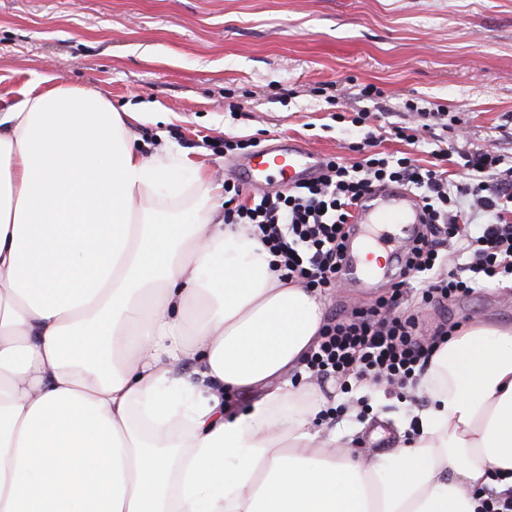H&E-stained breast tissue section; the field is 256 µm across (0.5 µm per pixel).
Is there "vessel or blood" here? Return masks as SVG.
Instances as JSON below:
<instances>
[{
  "instance_id": "b4317fda",
  "label": "vessel or blood",
  "mask_w": 512,
  "mask_h": 512,
  "mask_svg": "<svg viewBox=\"0 0 512 512\" xmlns=\"http://www.w3.org/2000/svg\"><path fill=\"white\" fill-rule=\"evenodd\" d=\"M238 168L248 185L256 189L274 178L293 186L319 177L322 159L303 143L288 138L256 149L239 163ZM425 220L421 199L405 189L386 187L365 196L352 218L357 244L348 250L342 272L343 281L360 288L373 287L377 272L365 264L362 247L371 246L372 242L377 241L392 252H401L409 247ZM374 224L404 225L405 235L397 238L383 234L379 239H371L368 229Z\"/></svg>"
}]
</instances>
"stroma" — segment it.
<instances>
[{
	"label": "stroma",
	"instance_id": "35a3bbf8",
	"mask_svg": "<svg viewBox=\"0 0 512 512\" xmlns=\"http://www.w3.org/2000/svg\"><path fill=\"white\" fill-rule=\"evenodd\" d=\"M100 89L143 112L138 143L168 147L227 180L242 151L226 138L288 137L329 158L362 128L410 121L408 104L442 106L458 146L512 160V0H0V111L37 75ZM374 84L383 99L361 96ZM344 122H336V110ZM427 327L478 318L512 325V283L489 284ZM419 390L337 393L331 424L354 452L389 450Z\"/></svg>",
	"mask_w": 512,
	"mask_h": 512
}]
</instances>
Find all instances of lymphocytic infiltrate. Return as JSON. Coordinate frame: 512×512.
Returning <instances> with one entry per match:
<instances>
[{
  "instance_id": "lymphocytic-infiltrate-1",
  "label": "lymphocytic infiltrate",
  "mask_w": 512,
  "mask_h": 512,
  "mask_svg": "<svg viewBox=\"0 0 512 512\" xmlns=\"http://www.w3.org/2000/svg\"><path fill=\"white\" fill-rule=\"evenodd\" d=\"M373 135L350 143L354 163L329 158L323 176L291 194L273 190L258 202L239 203L240 188L224 186V221L253 229L276 266L304 288L328 294L340 287L352 210L375 186L398 185L419 191L426 222L406 252L399 274L386 295L346 319L326 323L321 339L306 358V368L320 378L368 381L406 388L416 384L437 345L450 332L440 329L420 338L417 314L403 307L406 297L421 305L452 304L482 282L512 277V166L497 148L461 152L463 167L476 185L450 179L443 163L447 149L433 151V164L374 149ZM488 222L473 229L471 211ZM460 264L448 267L449 257Z\"/></svg>"
}]
</instances>
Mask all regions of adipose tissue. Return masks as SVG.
<instances>
[{
  "label": "adipose tissue",
  "instance_id": "1",
  "mask_svg": "<svg viewBox=\"0 0 512 512\" xmlns=\"http://www.w3.org/2000/svg\"><path fill=\"white\" fill-rule=\"evenodd\" d=\"M0 112V512H477L512 491V327L433 354L418 433L354 454L302 360L324 301L204 163L42 75ZM240 394L247 407L225 406Z\"/></svg>",
  "mask_w": 512,
  "mask_h": 512
}]
</instances>
